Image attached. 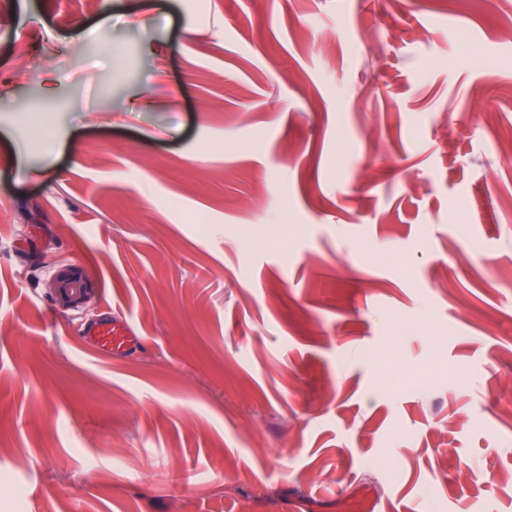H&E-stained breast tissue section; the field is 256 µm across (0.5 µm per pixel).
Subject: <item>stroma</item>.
<instances>
[{"label":"stroma","instance_id":"obj_1","mask_svg":"<svg viewBox=\"0 0 512 512\" xmlns=\"http://www.w3.org/2000/svg\"><path fill=\"white\" fill-rule=\"evenodd\" d=\"M510 16L0 0V512H512ZM87 334L92 336L99 346L112 351L113 346L123 347L132 341L129 336H113L112 318H102L89 323Z\"/></svg>","mask_w":512,"mask_h":512}]
</instances>
